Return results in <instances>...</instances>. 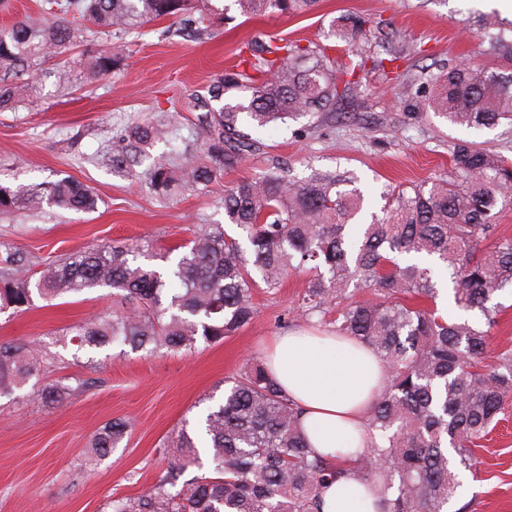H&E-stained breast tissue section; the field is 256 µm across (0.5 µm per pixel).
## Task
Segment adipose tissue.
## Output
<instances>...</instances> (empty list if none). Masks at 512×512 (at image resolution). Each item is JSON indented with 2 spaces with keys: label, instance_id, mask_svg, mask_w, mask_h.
<instances>
[{
  "label": "adipose tissue",
  "instance_id": "1",
  "mask_svg": "<svg viewBox=\"0 0 512 512\" xmlns=\"http://www.w3.org/2000/svg\"><path fill=\"white\" fill-rule=\"evenodd\" d=\"M378 356L333 332L297 330L270 346L269 366L282 389L300 406L313 451L325 456L367 448V411L380 374ZM365 488L351 480L330 484L322 512H377Z\"/></svg>",
  "mask_w": 512,
  "mask_h": 512
}]
</instances>
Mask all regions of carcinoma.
Returning <instances> with one entry per match:
<instances>
[{
    "instance_id": "cac0c4a2",
    "label": "carcinoma",
    "mask_w": 512,
    "mask_h": 512,
    "mask_svg": "<svg viewBox=\"0 0 512 512\" xmlns=\"http://www.w3.org/2000/svg\"><path fill=\"white\" fill-rule=\"evenodd\" d=\"M246 18L300 16L320 0H235ZM53 17L27 16L0 31V112L18 107V80L38 73L45 60L82 48L91 78L114 73L123 55L84 39L77 24L97 32L127 34L162 19L206 29L205 0H54ZM372 22L358 15L331 20L327 38L343 44L349 63L338 68L317 44L253 45L243 69L209 85L212 100L232 91L251 92L248 103H227L199 117L203 148L182 164L159 162L146 173L150 190L204 191L236 166L254 146L247 125L268 129L320 112H332L356 90L365 63L361 44ZM485 52L512 64V38L481 34ZM418 100L453 126L494 127L512 122V71L451 63L426 79ZM175 118L128 127L112 167L130 153L172 132ZM453 172L428 186L393 190L381 215L355 224L360 196L347 188L345 171L312 173L294 180L279 162L224 194L222 224H202L167 270L150 263L146 245L105 243L40 261L5 248L0 256V313L34 307L33 296L52 300L106 288L119 305L112 313L77 324L50 343H0V399L25 387L51 404L91 386L43 381L64 364L51 347L75 341L101 349L114 344L132 352L188 353L199 342L218 343L250 325L255 293H274L292 274L307 275L289 323L308 324L336 311V333L371 348L382 362L381 387L366 424L367 452L345 466L309 448L298 404L267 366L253 362L227 380L222 402L194 426L184 422L176 451L159 482L136 497L112 500L111 512H321L329 484L351 479L363 485L383 512H448L458 470L469 467L475 448L496 426L512 397V349L494 367L481 359L500 305L492 297L512 289V237L493 223L498 205L512 200V163L470 143L452 147ZM92 212L98 198L84 183L58 177L35 188L0 183V217L43 205ZM434 260L453 285L455 303L477 310L485 328L450 322L437 308ZM356 284L376 299L350 301ZM133 421L116 418L90 437L94 460L109 456L131 434ZM208 471L183 481L190 467Z\"/></svg>"
}]
</instances>
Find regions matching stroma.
<instances>
[{"label": "stroma", "mask_w": 512, "mask_h": 512, "mask_svg": "<svg viewBox=\"0 0 512 512\" xmlns=\"http://www.w3.org/2000/svg\"><path fill=\"white\" fill-rule=\"evenodd\" d=\"M217 23L194 33L172 20L148 24L131 34L100 37L121 50L117 73L90 80L80 63L51 60L36 78L20 83L15 111L0 112V180L36 185L69 175L99 198L95 212L43 206L36 213L0 217V242L50 260L72 250L139 238L151 253L176 258L177 247L199 224L224 221V194L275 160L288 161L301 179L314 170L352 173L366 211H379L389 188L430 184L451 169L449 147L467 141L512 160V129L450 125L416 108L427 74L451 62L501 67L483 54L479 21L493 17L512 28L503 0H320L299 17L245 18L233 0H209ZM370 18V58L358 72V90L335 111L255 132L254 150L205 192L156 197L145 184L155 161L176 157L186 140H201L197 98L248 55L251 41L311 42L344 61L341 47L327 41L330 20L342 14ZM398 63H389L392 52ZM406 84L395 87V69ZM165 113L179 116L170 140L148 148L127 172L114 171L110 156L128 125ZM307 286L306 275L286 279L276 293L255 295L253 324L218 344L189 355L120 353L118 347L60 351L67 361L55 377L92 380L90 390L62 405L35 397L0 399V512H108L112 499L141 494L158 483L172 451L167 443L183 420L195 419L208 398L249 359H264L273 338L288 333V312ZM112 297L88 291L38 301L23 314L0 313V342L51 340L68 327L112 310ZM129 417L134 429L123 448L90 460L89 437L115 418ZM460 485L448 512H512V402L472 466L459 471Z\"/></svg>", "instance_id": "obj_1"}]
</instances>
